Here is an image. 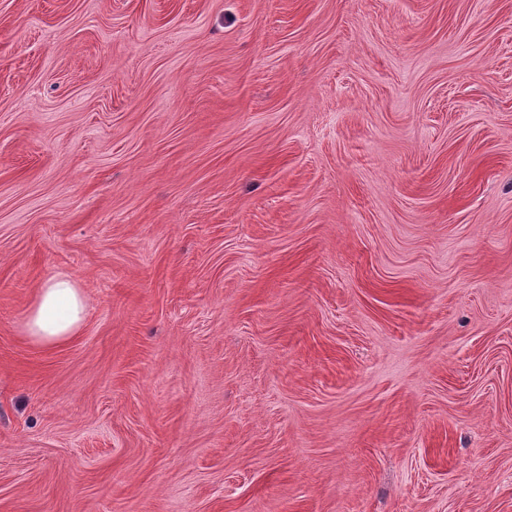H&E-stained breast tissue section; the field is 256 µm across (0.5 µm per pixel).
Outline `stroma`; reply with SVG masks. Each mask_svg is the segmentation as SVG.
I'll use <instances>...</instances> for the list:
<instances>
[{"label":"stroma","instance_id":"35a3bbf8","mask_svg":"<svg viewBox=\"0 0 512 512\" xmlns=\"http://www.w3.org/2000/svg\"><path fill=\"white\" fill-rule=\"evenodd\" d=\"M0 512H512V0H0ZM86 308L87 297L73 276L53 273L37 288L24 331L38 347H60L80 334Z\"/></svg>","mask_w":512,"mask_h":512}]
</instances>
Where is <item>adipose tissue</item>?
I'll use <instances>...</instances> for the list:
<instances>
[{
  "instance_id": "obj_1",
  "label": "adipose tissue",
  "mask_w": 512,
  "mask_h": 512,
  "mask_svg": "<svg viewBox=\"0 0 512 512\" xmlns=\"http://www.w3.org/2000/svg\"><path fill=\"white\" fill-rule=\"evenodd\" d=\"M87 297L72 275L57 272L37 288L28 307L24 331L41 348H56L78 336Z\"/></svg>"
}]
</instances>
